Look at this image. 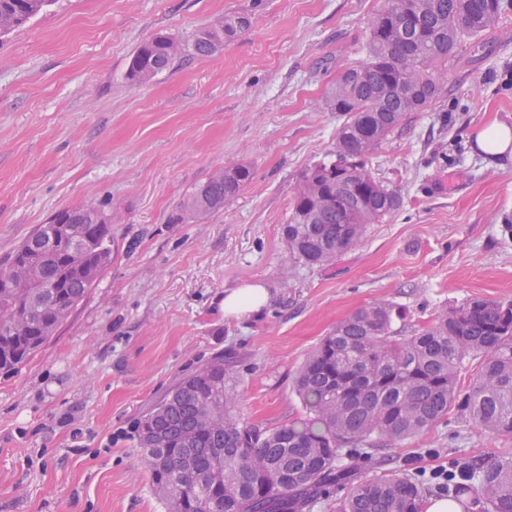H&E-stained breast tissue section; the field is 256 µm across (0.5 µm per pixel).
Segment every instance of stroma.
I'll use <instances>...</instances> for the list:
<instances>
[{
    "label": "stroma",
    "mask_w": 512,
    "mask_h": 512,
    "mask_svg": "<svg viewBox=\"0 0 512 512\" xmlns=\"http://www.w3.org/2000/svg\"><path fill=\"white\" fill-rule=\"evenodd\" d=\"M382 0H56L0 40V260L55 212L112 216V262L13 373L0 374V512H166L134 421L219 354L238 362L240 411L262 427L302 417L294 376L355 310L388 303L407 324L478 297L512 301V153L476 143L512 126V8L448 83L367 158L401 207L325 268L282 236L303 173L329 161L340 71L364 57ZM251 26L151 81L127 78L158 34L189 39L225 14ZM250 165L228 207L184 215L218 169ZM260 284V314L225 316L224 292ZM512 456L467 411L383 455L385 469ZM479 148L488 155H502L512 145V129L505 123H493L477 135Z\"/></svg>",
    "instance_id": "35a3bbf8"
}]
</instances>
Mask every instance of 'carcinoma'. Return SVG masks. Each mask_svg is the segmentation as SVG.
<instances>
[{
  "label": "carcinoma",
  "mask_w": 512,
  "mask_h": 512,
  "mask_svg": "<svg viewBox=\"0 0 512 512\" xmlns=\"http://www.w3.org/2000/svg\"><path fill=\"white\" fill-rule=\"evenodd\" d=\"M54 0H0V38ZM512 0H384L370 21L367 57L336 79L326 104L342 119L336 159L310 168L282 226L288 256L327 267L358 245L369 224L402 204L374 178L366 158L410 112L435 100L448 80V60L467 40L498 22ZM412 15L400 32L377 24ZM251 19L231 14L197 30L188 43L158 35L133 56L128 78L143 84L186 53L211 55L246 30ZM431 90L426 98L406 87ZM339 171L327 181L322 172ZM249 165L217 171L181 210L218 212L250 183ZM66 225L52 246L40 226L0 262V371L7 374L46 343L83 301L112 261L107 214L91 204L58 212ZM387 303L363 307L308 354L294 390L305 420L275 428L238 412L235 360L216 357L181 379L136 427L154 494L167 512H303L336 486H349L336 512H422L429 480L388 471L382 451L399 448L434 427L459 397L458 378L472 373L466 406L492 435L512 434V303L470 298L405 332ZM165 449L162 462L148 453ZM215 448L224 449V479L202 482ZM479 512H512V457L469 468Z\"/></svg>",
  "instance_id": "1"
}]
</instances>
